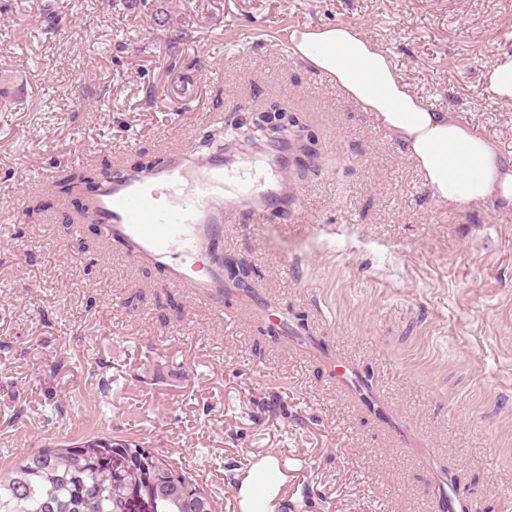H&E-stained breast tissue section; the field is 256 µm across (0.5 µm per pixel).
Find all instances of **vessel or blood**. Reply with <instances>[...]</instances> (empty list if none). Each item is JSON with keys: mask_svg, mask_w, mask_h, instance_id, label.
I'll use <instances>...</instances> for the list:
<instances>
[{"mask_svg": "<svg viewBox=\"0 0 512 512\" xmlns=\"http://www.w3.org/2000/svg\"><path fill=\"white\" fill-rule=\"evenodd\" d=\"M167 186V205L155 189ZM298 190L279 177L276 166L257 168L239 154H217L200 160L195 150L161 161L151 171H121L102 183L85 201L84 220L99 224L107 241H121L130 259L160 266L169 286L186 287L195 303L221 309L224 269L204 265L210 241L225 224L246 215L252 223L270 222L274 212L296 202ZM256 504L283 487V466L252 474Z\"/></svg>", "mask_w": 512, "mask_h": 512, "instance_id": "vessel-or-blood-1", "label": "vessel or blood"}]
</instances>
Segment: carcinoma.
Listing matches in <instances>:
<instances>
[{
	"instance_id": "1",
	"label": "carcinoma",
	"mask_w": 512,
	"mask_h": 512,
	"mask_svg": "<svg viewBox=\"0 0 512 512\" xmlns=\"http://www.w3.org/2000/svg\"><path fill=\"white\" fill-rule=\"evenodd\" d=\"M95 175L66 174L54 186L69 194ZM153 512H206L211 496L185 473L135 441L97 432L25 455L0 476V512H133L138 498Z\"/></svg>"
}]
</instances>
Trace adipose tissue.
<instances>
[{
    "instance_id": "ef3b65f1",
    "label": "adipose tissue",
    "mask_w": 512,
    "mask_h": 512,
    "mask_svg": "<svg viewBox=\"0 0 512 512\" xmlns=\"http://www.w3.org/2000/svg\"><path fill=\"white\" fill-rule=\"evenodd\" d=\"M290 40L295 54L377 115L416 163L438 205L458 209L512 197V172L497 146L455 112L427 105L373 40L344 24L294 32Z\"/></svg>"
}]
</instances>
